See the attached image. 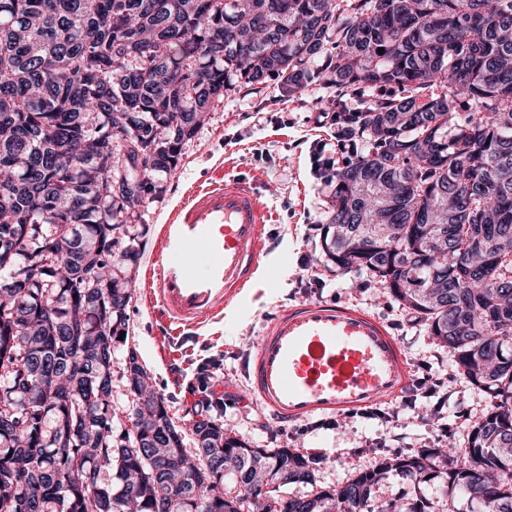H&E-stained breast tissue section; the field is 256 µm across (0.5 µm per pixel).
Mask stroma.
Instances as JSON below:
<instances>
[{
	"instance_id": "obj_1",
	"label": "stroma",
	"mask_w": 512,
	"mask_h": 512,
	"mask_svg": "<svg viewBox=\"0 0 512 512\" xmlns=\"http://www.w3.org/2000/svg\"><path fill=\"white\" fill-rule=\"evenodd\" d=\"M373 91L340 93L317 84L302 94L283 96L270 83L260 93L239 88L227 92L189 141L177 170L165 176L166 191L149 203L140 219L143 235L134 267L136 288L128 307V333L114 354L112 410L127 424L132 397L122 379L128 351H135L153 389L181 429L194 421L188 386L213 381L217 392L231 393L212 419L229 435L261 448H294L318 460L315 484L288 485L292 496L316 488H333L356 471L382 459L448 443L464 445V430L481 415L482 395L472 388L423 385V377L455 369L452 355L437 345L426 325L410 320L392 294L365 276L337 271L323 250L321 226L328 219L336 190L334 171L318 173V146L335 145L338 104L364 110ZM223 176L257 179L268 213L266 233L273 243L267 254L274 282L198 328L166 334L149 301L146 279L157 236L188 196ZM302 299L344 303L376 314L404 346L414 380L393 402L364 416H317L282 429L246 394L248 359L263 328L277 309Z\"/></svg>"
}]
</instances>
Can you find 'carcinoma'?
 <instances>
[{"label": "carcinoma", "instance_id": "obj_1", "mask_svg": "<svg viewBox=\"0 0 512 512\" xmlns=\"http://www.w3.org/2000/svg\"><path fill=\"white\" fill-rule=\"evenodd\" d=\"M3 23L0 512H429L430 486L448 512H512V0H0ZM326 71L406 95L341 106L338 133L361 148L336 173L324 251L418 315L489 409L462 453L386 458L293 497L267 486L313 482L311 457L211 419L186 447L133 350L115 435L112 354L134 287L119 265L138 254L128 217L163 193L150 174L177 168L236 83L294 95ZM390 472L415 499L381 497Z\"/></svg>", "mask_w": 512, "mask_h": 512}]
</instances>
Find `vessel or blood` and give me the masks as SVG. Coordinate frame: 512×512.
<instances>
[{"label":"vessel or blood","mask_w":512,"mask_h":512,"mask_svg":"<svg viewBox=\"0 0 512 512\" xmlns=\"http://www.w3.org/2000/svg\"><path fill=\"white\" fill-rule=\"evenodd\" d=\"M267 216L252 180L227 178L190 195L162 225L150 281L165 330L183 331L243 299L258 276ZM405 351L375 314L302 300L269 319L249 360L247 393L280 427L351 414L400 396Z\"/></svg>","instance_id":"vessel-or-blood-1"}]
</instances>
